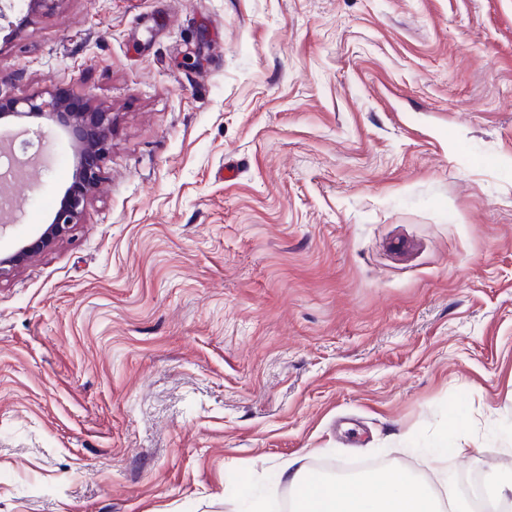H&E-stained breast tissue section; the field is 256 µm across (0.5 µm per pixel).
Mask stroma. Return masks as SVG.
<instances>
[{"label": "stroma", "mask_w": 512, "mask_h": 512, "mask_svg": "<svg viewBox=\"0 0 512 512\" xmlns=\"http://www.w3.org/2000/svg\"><path fill=\"white\" fill-rule=\"evenodd\" d=\"M1 74L114 122L81 224L0 283V512L512 448V0H13ZM40 125L5 253L72 180Z\"/></svg>", "instance_id": "stroma-1"}]
</instances>
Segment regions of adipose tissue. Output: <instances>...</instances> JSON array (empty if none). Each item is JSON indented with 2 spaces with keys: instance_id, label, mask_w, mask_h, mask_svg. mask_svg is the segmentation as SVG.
Here are the masks:
<instances>
[{
  "instance_id": "1",
  "label": "adipose tissue",
  "mask_w": 512,
  "mask_h": 512,
  "mask_svg": "<svg viewBox=\"0 0 512 512\" xmlns=\"http://www.w3.org/2000/svg\"><path fill=\"white\" fill-rule=\"evenodd\" d=\"M486 483L496 512H512V448L497 451ZM294 492L293 512H472L437 469L416 474L401 467L351 482L310 479L295 462L283 467Z\"/></svg>"
}]
</instances>
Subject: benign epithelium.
<instances>
[{
	"instance_id": "1",
	"label": "benign epithelium",
	"mask_w": 512,
	"mask_h": 512,
	"mask_svg": "<svg viewBox=\"0 0 512 512\" xmlns=\"http://www.w3.org/2000/svg\"><path fill=\"white\" fill-rule=\"evenodd\" d=\"M4 107L1 119L12 118L23 124L29 118L45 117L64 130L75 148V169L71 184L41 234L14 252L0 255V282L13 276L33 254L54 246L80 224L88 200L102 179L112 135V113L63 100L58 94L40 101L8 100Z\"/></svg>"
}]
</instances>
